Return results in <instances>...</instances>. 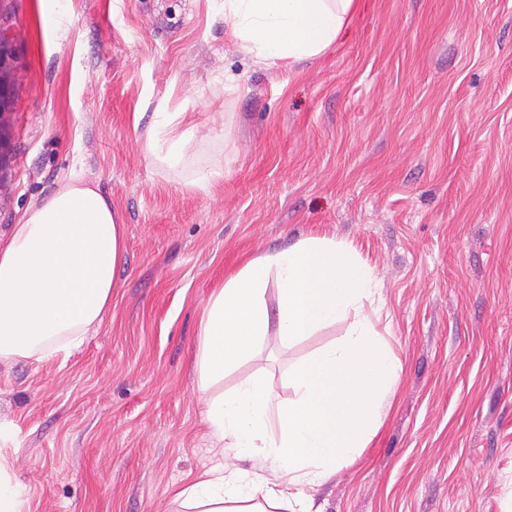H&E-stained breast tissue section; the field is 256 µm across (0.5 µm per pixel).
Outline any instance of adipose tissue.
<instances>
[{
	"instance_id": "obj_1",
	"label": "adipose tissue",
	"mask_w": 512,
	"mask_h": 512,
	"mask_svg": "<svg viewBox=\"0 0 512 512\" xmlns=\"http://www.w3.org/2000/svg\"><path fill=\"white\" fill-rule=\"evenodd\" d=\"M240 52L264 69L295 70L347 32L361 0H217ZM196 138L187 112L158 105L145 149L170 169ZM126 253L111 201L78 171L14 225L0 242V363L43 362L69 353L99 326ZM275 291L276 318L266 296ZM379 290L374 269L335 236L311 235L248 261L204 306L194 351L203 418L235 458L261 457L285 475L250 481L216 465L175 493L181 512H292L315 487L367 447L401 364L381 339L367 303ZM342 326L338 341L291 362L292 395L280 400L263 376L230 391L225 373L274 340L287 346Z\"/></svg>"
}]
</instances>
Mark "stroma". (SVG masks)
<instances>
[{
    "label": "stroma",
    "instance_id": "obj_1",
    "mask_svg": "<svg viewBox=\"0 0 512 512\" xmlns=\"http://www.w3.org/2000/svg\"><path fill=\"white\" fill-rule=\"evenodd\" d=\"M293 72L239 52L212 0H0L16 49L0 238L72 166L125 229L112 306L68 355L0 365V456L23 512H168L222 462L193 354L213 289L309 235L349 244L402 372L367 448L311 495L322 512H512V0H363ZM244 85L224 90L227 77ZM199 145L176 170L144 140L159 102ZM234 155L209 192L184 187ZM342 327L266 342L224 376L287 399L288 364ZM42 6V19L48 26L58 30L67 31L71 20L67 11V1L49 0L40 1Z\"/></svg>",
    "mask_w": 512,
    "mask_h": 512
}]
</instances>
